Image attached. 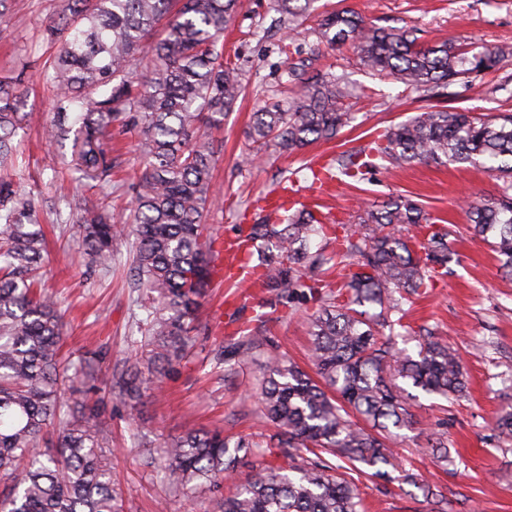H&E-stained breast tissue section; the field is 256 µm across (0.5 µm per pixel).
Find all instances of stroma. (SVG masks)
<instances>
[{"instance_id":"obj_1","label":"stroma","mask_w":512,"mask_h":512,"mask_svg":"<svg viewBox=\"0 0 512 512\" xmlns=\"http://www.w3.org/2000/svg\"><path fill=\"white\" fill-rule=\"evenodd\" d=\"M62 6V0H11L0 17V79L16 76L21 69H44L57 52L44 30ZM323 11L348 9L376 26L410 30L427 45L448 39L477 47L512 45V0H318ZM279 15L269 0H243L234 25L224 33L225 55L249 60L246 96L224 119L215 139L217 182L204 213L211 234L225 238L262 215L265 194L281 178L294 179L307 191L311 169L345 151L365 147L385 128L422 112L429 104L459 110L477 108L483 114L512 111V62L473 81L450 84L429 100L404 89L402 84L381 81L359 65L351 46L329 49L313 35L298 37L300 60L308 74L330 73L349 82L355 92L350 126L336 139L319 142L299 155L268 157L253 164L247 158V132L253 112L276 89L284 70L276 45L284 37ZM135 129L117 131L114 143L122 150L119 181L107 192L92 191L94 199L123 206L132 196L131 185L140 174L134 151ZM23 155L10 174L27 191L52 199L54 211L41 221L47 232L49 252L45 276L61 304L67 322V347L75 355L91 357L109 350L113 360L142 351L139 326L145 312L129 261L130 244H123L110 270L88 267L77 247L75 225L62 224L57 213L67 212L74 184L60 172L54 147L46 142L41 126L28 128L21 145ZM500 179L491 173L460 164L418 163L405 168H381L366 180L346 184L318 195L332 222L357 223L364 209L403 195L419 203L437 223L456 230L458 260L447 275L436 278L407 307L397 331L399 348L418 351L420 327H433L439 338L458 349L464 358L467 389L457 398L443 399L417 393L408 408L415 428L398 430L390 443L394 464L430 484L441 487L448 498V512H512V441L496 435V419L512 409V288L488 243L475 235L468 217L469 204L497 194ZM225 270L214 267L210 291L200 308L198 322L212 327L209 339H196L190 357L160 380L161 391L144 405L130 408L109 405L104 418L108 458L120 493L122 512H184L182 495L163 480L153 449L203 426L224 430L226 435L260 433L262 417L255 388L265 357L237 366L227 374L214 369L212 352L226 335L229 322H244L262 311L263 298H251L236 309L224 302ZM311 308H278L267 312L268 327L281 352L305 363L309 344L307 315ZM447 443V467L435 462L429 439ZM342 473L356 485L367 512H430L421 491L389 477L372 476L352 465Z\"/></svg>"}]
</instances>
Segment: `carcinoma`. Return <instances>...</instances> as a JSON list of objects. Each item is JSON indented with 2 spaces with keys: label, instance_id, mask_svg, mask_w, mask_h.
Instances as JSON below:
<instances>
[{
  "label": "carcinoma",
  "instance_id": "carcinoma-1",
  "mask_svg": "<svg viewBox=\"0 0 512 512\" xmlns=\"http://www.w3.org/2000/svg\"><path fill=\"white\" fill-rule=\"evenodd\" d=\"M316 0H271L287 33ZM241 0H64L45 28L62 41L44 76L55 89L50 122L23 112L0 83V168L16 155L25 130L42 123L52 146L72 141L79 189L68 203L70 223L88 263L112 268L118 247L132 242V268L146 318L145 355L112 364L100 354L64 358V321L53 296L37 287L46 242L41 213L54 208L11 179L0 178V512H121L107 462L102 416L108 403L135 408L147 381L186 359L189 336L215 261L202 224L216 191L217 149L208 131L224 124L243 91L240 60L224 58V30ZM311 34L329 47L349 45L360 63L383 79L427 96L471 75L512 61V46L481 51L460 43L420 45L409 30L377 27L356 13H327ZM294 42L278 45L286 74L299 89L288 101L254 113L252 160L294 154L334 139L354 119L347 84L329 74L305 78L292 62ZM134 127L142 173L132 186L129 213L119 219L83 188L112 182L117 158L112 132ZM414 163H460L499 174V194L469 205L472 229L490 240L512 277V113L484 117L432 105L386 129L373 145L343 153L313 173V181H362L372 170ZM328 224L306 210L278 206L240 235L257 257L266 305L311 300L310 375L276 352L261 313L217 352L224 371L267 357L258 399L271 429L262 437L226 438L189 429L159 449L164 481L188 504L223 491L242 460L255 474L220 498L219 512H363L352 482L336 460L384 476L392 465L386 439L412 425L401 379L427 394L461 395V355L420 330L413 357L396 347L392 331L419 289L448 272L455 230L430 220L415 201L396 196L364 211L336 248ZM315 236L325 245L311 250ZM78 379L87 395L75 408L65 383ZM432 506L447 512L441 488L405 475Z\"/></svg>",
  "mask_w": 512,
  "mask_h": 512
}]
</instances>
